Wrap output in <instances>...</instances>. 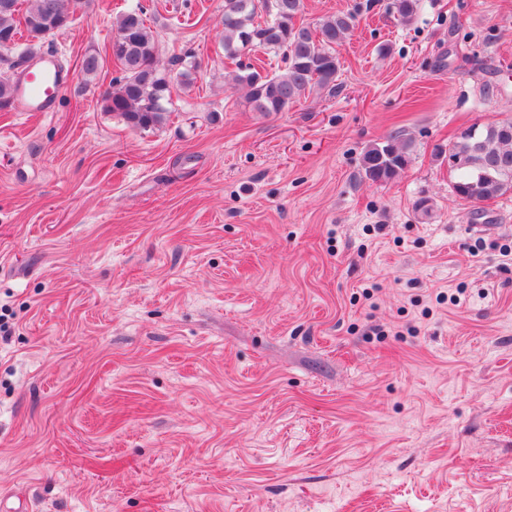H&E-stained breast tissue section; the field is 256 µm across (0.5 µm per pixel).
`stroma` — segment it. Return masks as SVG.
<instances>
[{
    "mask_svg": "<svg viewBox=\"0 0 512 512\" xmlns=\"http://www.w3.org/2000/svg\"><path fill=\"white\" fill-rule=\"evenodd\" d=\"M139 3L162 69L200 62L146 131L77 77ZM357 3L340 90L270 115L224 81V0H88L40 46L76 79L0 111L8 512H512V194L475 216L438 154L512 117V0L305 16ZM411 148V139L400 136L372 144L362 158L365 176L375 183L392 180L406 167Z\"/></svg>",
    "mask_w": 512,
    "mask_h": 512,
    "instance_id": "35a3bbf8",
    "label": "stroma"
}]
</instances>
